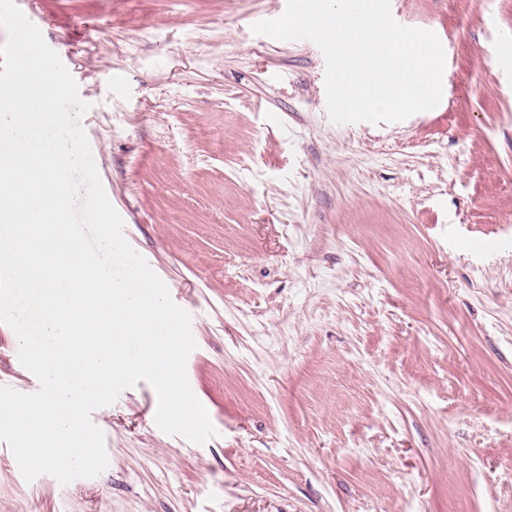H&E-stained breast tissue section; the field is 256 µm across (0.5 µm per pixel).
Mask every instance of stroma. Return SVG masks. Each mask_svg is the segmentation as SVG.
<instances>
[{"label": "stroma", "instance_id": "stroma-1", "mask_svg": "<svg viewBox=\"0 0 512 512\" xmlns=\"http://www.w3.org/2000/svg\"><path fill=\"white\" fill-rule=\"evenodd\" d=\"M89 103L125 238L191 318L216 435L145 381L95 410L109 466L0 512H512V0H391L437 29L439 104L338 124L286 0H18ZM0 323V385L35 393Z\"/></svg>", "mask_w": 512, "mask_h": 512}]
</instances>
